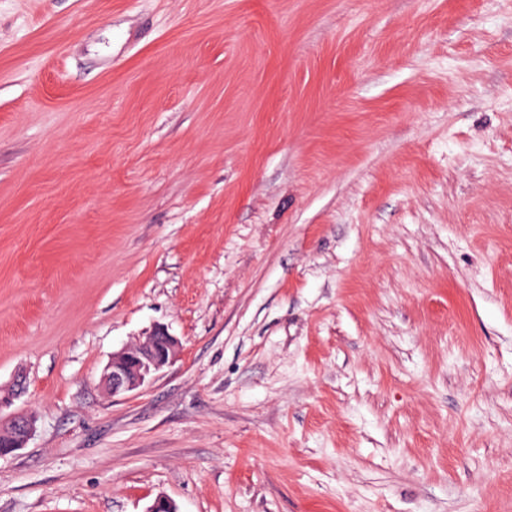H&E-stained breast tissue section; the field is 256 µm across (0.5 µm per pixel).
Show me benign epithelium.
I'll list each match as a JSON object with an SVG mask.
<instances>
[{
    "instance_id": "benign-epithelium-1",
    "label": "benign epithelium",
    "mask_w": 512,
    "mask_h": 512,
    "mask_svg": "<svg viewBox=\"0 0 512 512\" xmlns=\"http://www.w3.org/2000/svg\"><path fill=\"white\" fill-rule=\"evenodd\" d=\"M179 349V340L164 327H157L137 344L112 354L105 365L101 382L106 391L122 395L142 388L148 379L169 365ZM24 389L23 378H16L6 390H0V411L10 407ZM13 431L12 450L26 446L34 431V420L24 413H13L0 426Z\"/></svg>"
}]
</instances>
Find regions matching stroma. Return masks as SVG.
<instances>
[{"label":"stroma","instance_id":"obj_1","mask_svg":"<svg viewBox=\"0 0 512 512\" xmlns=\"http://www.w3.org/2000/svg\"><path fill=\"white\" fill-rule=\"evenodd\" d=\"M20 374L0 512H512V0H0ZM178 349L179 340L167 328L157 327L143 341L112 353L101 382L112 397L134 392L169 365ZM24 389L23 377L16 378L6 390H0V426H7L13 431L12 452L24 448L34 431V420L24 413H13L2 420V410L10 407Z\"/></svg>","mask_w":512,"mask_h":512}]
</instances>
